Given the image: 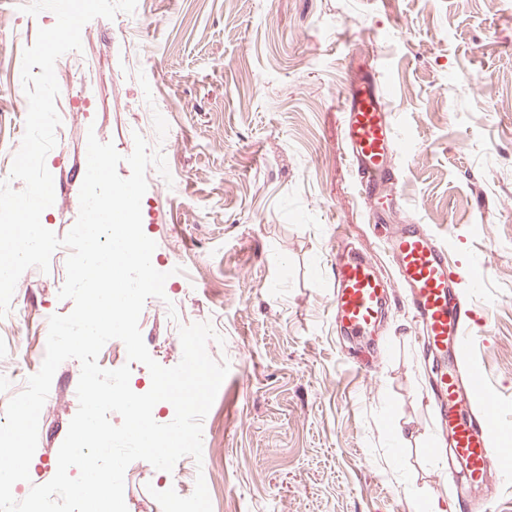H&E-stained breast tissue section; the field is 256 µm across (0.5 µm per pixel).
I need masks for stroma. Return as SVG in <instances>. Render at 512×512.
Masks as SVG:
<instances>
[{"instance_id":"1","label":"stroma","mask_w":512,"mask_h":512,"mask_svg":"<svg viewBox=\"0 0 512 512\" xmlns=\"http://www.w3.org/2000/svg\"><path fill=\"white\" fill-rule=\"evenodd\" d=\"M0 180L25 131L28 101L13 70L53 12L29 16L0 0ZM75 69L60 70L57 111L67 128L46 157L55 201L42 225L65 236L79 214L87 135L129 155L134 134L161 149L170 179L148 168L144 233L173 269L167 300H147L139 327L162 366L179 363L181 326L211 323L209 355L230 370L207 414L220 427L202 461L166 472L137 460L125 472L128 512H162L153 491H191L216 471L213 512H424L439 499L466 512L440 478L447 464L429 397L434 357L414 339L394 296L370 370L348 358L359 340L336 327L331 254L344 228L388 270L392 227L368 220L342 139L340 97L355 50L385 64L383 88L408 142L398 219L447 248L477 336L470 365L500 403L492 468L512 512V0H138L134 14L82 29ZM68 253L32 267L0 322V422L41 365L45 317L59 299ZM176 316H169V309ZM80 364L57 369L40 414L29 482L44 484L77 412ZM405 424L412 441L397 438Z\"/></svg>"}]
</instances>
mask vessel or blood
Here are the masks:
<instances>
[{
	"mask_svg": "<svg viewBox=\"0 0 512 512\" xmlns=\"http://www.w3.org/2000/svg\"><path fill=\"white\" fill-rule=\"evenodd\" d=\"M348 69L341 95L343 143L357 189L371 204L370 222L393 227L386 251L394 277L385 279L372 258L339 241L332 281L336 321L348 336L375 335L392 294H401L424 345L444 362L431 396L453 465L456 497L464 502L480 497L483 512H490L500 482L487 458L498 403L491 399L483 410L475 408L484 379L466 365L477 329L461 289L463 278L450 269L447 250L423 225L395 223L399 177L394 160L401 141L382 91V67L356 52L348 58Z\"/></svg>",
	"mask_w": 512,
	"mask_h": 512,
	"instance_id": "1",
	"label": "vessel or blood"
}]
</instances>
